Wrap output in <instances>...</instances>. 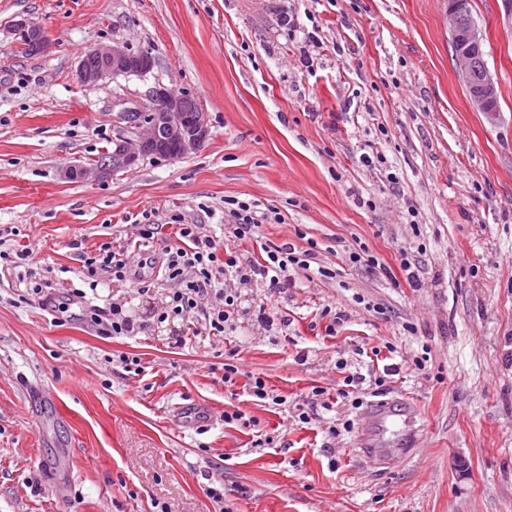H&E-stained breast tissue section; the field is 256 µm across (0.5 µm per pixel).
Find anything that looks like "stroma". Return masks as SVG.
Listing matches in <instances>:
<instances>
[{
	"label": "stroma",
	"mask_w": 512,
	"mask_h": 512,
	"mask_svg": "<svg viewBox=\"0 0 512 512\" xmlns=\"http://www.w3.org/2000/svg\"><path fill=\"white\" fill-rule=\"evenodd\" d=\"M448 0H0V228L39 260L54 294L86 285L71 246L92 251L134 225L160 224L128 257L134 281L101 274L95 305L117 302L144 328L110 338L90 318L53 325L23 303L29 283L0 269V512H512V0H470L499 89L495 119L474 110L453 60ZM40 24L46 51L22 52L12 24ZM118 42L154 59L150 73L96 85L79 61ZM165 85L196 101L210 135L175 160L152 155L102 169ZM380 157L363 166L361 155ZM73 167L95 169L85 180ZM276 207L264 243L307 233L317 261L340 274L297 275L279 292L240 287L235 328L206 335L196 320L159 324L168 285L160 257L175 224L218 234L224 200ZM362 243L389 273L347 264ZM421 286L405 284L401 254ZM374 310L364 308V301ZM283 321H257L260 304ZM344 319L325 332V306ZM429 351L431 371L409 368ZM137 356L140 374L114 363ZM347 360L338 370L337 360ZM239 368L224 385L225 364ZM398 374H389V367ZM365 400L410 399L412 422L381 427L380 447L411 452L384 467L358 453L364 409L338 402L346 373ZM264 376L310 421L254 401ZM383 386H376V379ZM321 396H313V388ZM204 425L179 423L181 407ZM240 410V421H224ZM354 432L332 436L334 420ZM273 436L256 448L257 432Z\"/></svg>",
	"instance_id": "35a3bbf8"
}]
</instances>
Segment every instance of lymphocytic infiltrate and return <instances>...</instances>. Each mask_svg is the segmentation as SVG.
Returning <instances> with one entry per match:
<instances>
[{"instance_id":"f902f5d3","label":"lymphocytic infiltrate","mask_w":512,"mask_h":512,"mask_svg":"<svg viewBox=\"0 0 512 512\" xmlns=\"http://www.w3.org/2000/svg\"><path fill=\"white\" fill-rule=\"evenodd\" d=\"M226 205L232 222L225 225L224 231L238 241L258 239L262 225L284 221L277 208H264L256 201L230 199ZM157 230L154 224L138 225L135 244L118 246L106 242L92 253L83 251L81 241H73L72 246L78 250L88 277L103 271L115 280L125 281L129 278L127 257L131 247L147 246ZM174 237V243L165 246L161 261L162 276L173 289L165 306L157 312V320L162 323L197 317L212 336L224 335L234 324L239 301L237 285L260 281L276 291L289 287L292 273L299 270L311 271L322 282L339 274L334 267L315 265L314 248L305 249L290 242L264 246L262 257L254 259L222 246L198 224L176 225Z\"/></svg>"}]
</instances>
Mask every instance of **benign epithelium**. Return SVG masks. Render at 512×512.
<instances>
[{
    "instance_id": "benign-epithelium-1",
    "label": "benign epithelium",
    "mask_w": 512,
    "mask_h": 512,
    "mask_svg": "<svg viewBox=\"0 0 512 512\" xmlns=\"http://www.w3.org/2000/svg\"><path fill=\"white\" fill-rule=\"evenodd\" d=\"M469 13V0H451L448 5V30L457 47V68L469 71L473 58L483 50V36L474 20L466 19ZM13 34L19 44L30 46L39 52L49 46V38L43 28L29 18L17 20ZM98 65L89 67L78 64L77 80L85 85L96 84L109 76L121 74L145 76L154 66L149 54H133L119 44L101 45L90 51ZM498 88L491 78L471 88L469 99L480 112L490 117L496 116L495 102ZM152 106L147 122L134 138H120L113 141L112 167H131L145 155H155L164 159H177L201 148L209 136L205 113H196L194 119L186 121L183 113L188 111L185 98L176 95L171 89L158 85L149 94Z\"/></svg>"
}]
</instances>
